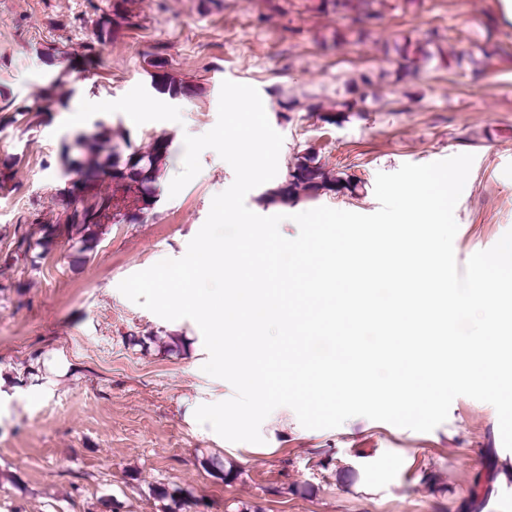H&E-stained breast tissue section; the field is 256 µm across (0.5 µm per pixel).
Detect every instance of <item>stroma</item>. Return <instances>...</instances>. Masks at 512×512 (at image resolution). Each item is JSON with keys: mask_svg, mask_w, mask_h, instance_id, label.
Here are the masks:
<instances>
[{"mask_svg": "<svg viewBox=\"0 0 512 512\" xmlns=\"http://www.w3.org/2000/svg\"><path fill=\"white\" fill-rule=\"evenodd\" d=\"M319 0H138L133 28L84 71L85 46L108 0H0V91L16 105H37L40 123L0 129V159L19 156L8 190L0 191V512H163L154 490L180 487L204 512H512V451L502 444L495 408L467 396L423 433L356 416L334 429H307L291 418L286 437L267 452L235 458L183 421L186 401L222 393L234 374L203 372V336L191 319H163L118 289L128 276L182 257L205 222L215 195L234 181L232 167L211 149L202 169L177 196L185 135L218 120L221 85L255 87L272 128L282 135L278 173L252 189L247 207L278 214L273 192L298 156L315 153L330 173L349 175L352 194L302 199L374 213L377 173L458 154L475 160L454 215L458 266L512 230V23L497 0H386L383 26L370 38L323 47L321 37L352 26L317 11ZM437 30L443 45L493 50L490 66L463 61L451 70L422 68L396 80L384 48ZM164 54L167 76L196 85L172 99L152 83L147 61ZM66 82L50 99L40 91L57 74ZM360 98L358 112L336 126L318 106ZM300 102L286 108L288 99ZM103 102L104 110L74 112ZM158 103L133 121L122 105ZM105 121L135 149L169 142L160 190L147 217L107 223L96 248L78 253L60 240L38 263L20 254L19 239L40 238L45 217L61 208L69 178L60 152L74 136ZM68 365L51 394H28L52 357ZM232 467L225 481L208 459Z\"/></svg>", "mask_w": 512, "mask_h": 512, "instance_id": "35a3bbf8", "label": "stroma"}]
</instances>
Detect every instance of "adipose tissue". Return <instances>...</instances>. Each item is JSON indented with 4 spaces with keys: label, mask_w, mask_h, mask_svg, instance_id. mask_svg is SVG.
Returning a JSON list of instances; mask_svg holds the SVG:
<instances>
[{
    "label": "adipose tissue",
    "mask_w": 512,
    "mask_h": 512,
    "mask_svg": "<svg viewBox=\"0 0 512 512\" xmlns=\"http://www.w3.org/2000/svg\"><path fill=\"white\" fill-rule=\"evenodd\" d=\"M246 414L248 425L242 430L227 429L224 415L229 409ZM184 420L207 438L232 453L240 447L268 449L276 447L288 428V399L272 394L265 378L248 374L222 396H200L187 401Z\"/></svg>",
    "instance_id": "obj_1"
}]
</instances>
